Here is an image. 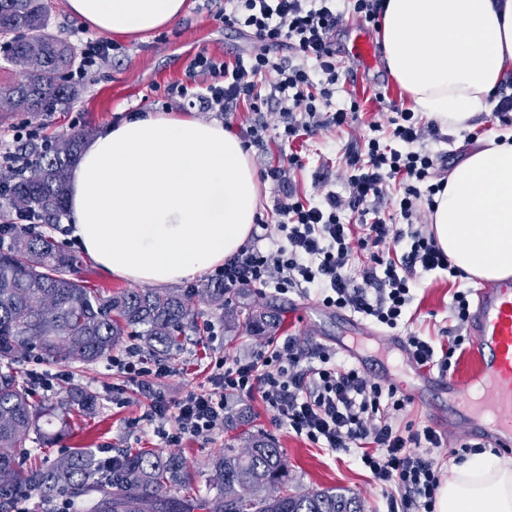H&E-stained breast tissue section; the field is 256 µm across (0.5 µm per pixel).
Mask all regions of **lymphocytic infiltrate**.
<instances>
[{"label": "lymphocytic infiltrate", "instance_id": "f902f5d3", "mask_svg": "<svg viewBox=\"0 0 512 512\" xmlns=\"http://www.w3.org/2000/svg\"><path fill=\"white\" fill-rule=\"evenodd\" d=\"M385 8L386 0H225V28L250 39L251 49L231 64L196 54L189 74L206 76V84L195 93L177 84L167 96L206 112H234L243 103L258 112L277 102V124L249 129L247 146L261 150L293 141L302 131L342 127L360 106L354 100L336 103V30L348 13L379 26ZM370 131L363 152L346 160L345 193L330 190L314 202L291 195L278 203L279 239L268 248L250 241L225 259L218 275L225 290L295 287L324 308L396 329L411 319L417 271L456 275L434 236L414 226L423 197L444 188L435 179L439 155L415 147L418 117L400 110L389 126L375 123ZM395 180L402 192L385 216L378 202ZM347 211L348 223L342 219ZM360 251L368 252L369 261L358 267L353 259ZM112 366L142 391L153 392L149 419L163 442L223 430L229 398L256 395L276 425L331 452L355 455L386 491L388 512H435L441 465L431 451L440 447L441 434L406 419L411 400L396 386L338 365L327 347L306 349L286 336L246 357L217 359L210 389H187L174 403L153 391L170 367L147 362L137 346L113 356Z\"/></svg>", "mask_w": 512, "mask_h": 512}]
</instances>
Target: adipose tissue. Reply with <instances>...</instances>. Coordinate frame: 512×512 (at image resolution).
<instances>
[{
    "label": "adipose tissue",
    "mask_w": 512,
    "mask_h": 512,
    "mask_svg": "<svg viewBox=\"0 0 512 512\" xmlns=\"http://www.w3.org/2000/svg\"><path fill=\"white\" fill-rule=\"evenodd\" d=\"M185 0H68L92 28L148 33ZM387 66L416 111L468 128L512 72V0H386ZM259 181L223 123L136 112L84 144L68 185L71 236L113 276L166 285L222 266L255 222ZM431 230L470 278L512 276V129L492 132L435 197ZM435 512H512V458L450 463Z\"/></svg>",
    "instance_id": "adipose-tissue-1"
}]
</instances>
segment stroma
Listing matches in <instances>:
<instances>
[{
    "instance_id": "stroma-1",
    "label": "stroma",
    "mask_w": 512,
    "mask_h": 512,
    "mask_svg": "<svg viewBox=\"0 0 512 512\" xmlns=\"http://www.w3.org/2000/svg\"><path fill=\"white\" fill-rule=\"evenodd\" d=\"M49 13V30L77 48H85L87 39L98 38L97 30L88 27L72 15L67 0H44ZM220 0H185L181 17L174 23L151 33L132 37L115 36L113 50L107 62L77 82L78 97L69 107L44 117L19 110L0 119V137L11 138L15 126L29 122L39 126L47 137L84 131L96 136L104 127L118 123L134 112H158L169 86L187 84L197 91L204 77L189 80L188 65L197 53L204 52L218 59L229 60L244 53L249 43L232 30L226 29L218 16ZM349 80L340 81L337 101L357 97L361 110L351 126L339 130H320L299 137L290 146L303 166L289 173L286 181L264 180L260 183L257 215L266 221L264 246H271L277 237L276 204L289 188L309 195L327 190L344 193L345 160L361 146L369 135L371 122L387 124L392 107L408 108L412 101L388 70L385 58H378L374 67L366 69L359 62L341 56ZM387 90L385 103L372 97L374 86ZM420 146L438 153L448 170H455L476 149L478 139L490 132L512 127V112L495 111L477 115L469 131L451 132L446 138H436L432 122L422 119ZM419 286L414 292L411 309L414 319L399 328V335L412 333L432 339L434 344H447L445 329L451 327L450 305L456 289L470 292L480 287L477 279L458 276L449 280L446 272L418 273ZM271 308L278 312L282 324L254 335L243 326L244 307ZM194 321L187 329L184 349L167 360L172 373L163 380L160 390L168 400L181 397L189 387L207 385L211 363L218 357L230 360L244 357L266 345L271 339L293 335L303 347L321 344L333 346L342 327L335 316L326 315L322 306L300 292L277 293L274 288L249 289L246 298L230 295L225 307H217L197 298L192 303ZM70 377L65 386L52 391H39L37 399L53 400L67 389L82 388L96 392L99 405L88 417H77L74 435L57 437L47 453L28 449L29 462L42 457H57L75 448L93 449L98 458L117 457L123 451L145 448L163 453L177 450L186 458L196 476L194 493L205 491L210 476L211 459L225 448H242L248 437L263 435L275 441L288 464V486L293 490L335 489L361 498L364 512H386L387 496L360 467L354 456L338 455L318 447L287 428L275 425L273 415L260 398L231 402L223 431L206 438L184 437L176 447H169L153 432L146 414L150 399L135 384L112 369L111 360L94 364L72 362L63 365Z\"/></svg>"
}]
</instances>
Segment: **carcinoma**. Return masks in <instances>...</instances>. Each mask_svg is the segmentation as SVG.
Segmentation results:
<instances>
[{"label": "carcinoma", "instance_id": "carcinoma-1", "mask_svg": "<svg viewBox=\"0 0 512 512\" xmlns=\"http://www.w3.org/2000/svg\"><path fill=\"white\" fill-rule=\"evenodd\" d=\"M0 37L11 56L27 42L41 43L45 64L24 71L23 82L0 87V112L29 101V111L55 112L78 94L66 80L77 54L73 44L48 32L43 0H0ZM86 134L73 132L54 141L29 139L17 146L29 160L15 173L0 202V225L13 216H32L42 224L61 223L67 189ZM80 259L52 238L17 228L10 245L0 247V512H18L35 494L44 502L66 497L88 512H364L362 500L334 490L291 491L288 469L276 443L250 437L240 452L229 450L212 460L206 495L196 503L171 491L190 488L196 478L178 452L131 449L106 466L91 448H76L35 467L26 466L18 449L28 443L48 446L72 431L76 413L91 414L98 396L74 390L54 401L34 399L18 377V355L48 365L111 356L124 337L137 336L148 352L171 357L181 351L182 334L192 322V299L203 296L224 307V283L211 281L183 290L91 288L76 276ZM271 310H250L245 325L261 333L278 324Z\"/></svg>", "mask_w": 512, "mask_h": 512}]
</instances>
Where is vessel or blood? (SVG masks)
<instances>
[{
    "mask_svg": "<svg viewBox=\"0 0 512 512\" xmlns=\"http://www.w3.org/2000/svg\"><path fill=\"white\" fill-rule=\"evenodd\" d=\"M348 56L371 64L375 45L369 33L356 35ZM467 319L476 368L462 379L432 378L407 356L406 343L393 339L390 350L402 353V364L412 377L408 393L420 399L426 388H436L448 402V415L466 421L491 447H512V279L476 289Z\"/></svg>",
    "mask_w": 512,
    "mask_h": 512,
    "instance_id": "obj_1",
    "label": "vessel or blood"
}]
</instances>
